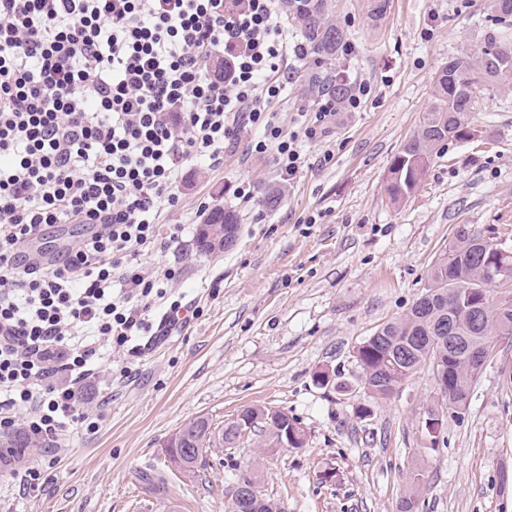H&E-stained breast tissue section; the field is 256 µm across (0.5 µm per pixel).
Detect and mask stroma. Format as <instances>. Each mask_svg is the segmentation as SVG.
Wrapping results in <instances>:
<instances>
[{"label": "stroma", "instance_id": "35a3bbf8", "mask_svg": "<svg viewBox=\"0 0 512 512\" xmlns=\"http://www.w3.org/2000/svg\"><path fill=\"white\" fill-rule=\"evenodd\" d=\"M332 11L353 47L341 67L371 87L360 111L337 113L319 140L301 141L302 166L286 185L273 156L243 142L223 165H186L181 205L160 217L181 233L141 262L176 267L169 286L198 316L138 355L107 352L82 384L98 427L66 431V455L38 489L0 481V512H224L235 470L252 462L283 512H398L415 469L425 481L418 512H512V487L500 485L501 472L512 475L511 339L492 338L467 410L436 442L421 426L437 397L431 370L380 401L359 385L354 359L421 296L457 225L512 246L499 234L512 224V85L479 87L472 138L441 150L408 200L385 193L394 157L434 103L435 73L449 58L476 57L488 36L512 41V26L494 25L486 0H389L375 20L370 0H333ZM316 71L307 65L274 104L285 132L315 112L307 84ZM242 182L282 189L280 205L237 199ZM203 203L238 214L232 248L199 251ZM324 367L351 390L316 385ZM254 406L297 419L304 447L268 448L253 436L204 451L192 476L167 467L162 445L185 424L204 417L220 428Z\"/></svg>", "mask_w": 512, "mask_h": 512}]
</instances>
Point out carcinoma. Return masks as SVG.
Returning <instances> with one entry per match:
<instances>
[{
    "mask_svg": "<svg viewBox=\"0 0 512 512\" xmlns=\"http://www.w3.org/2000/svg\"><path fill=\"white\" fill-rule=\"evenodd\" d=\"M287 18L298 24L312 57L328 65L340 59L345 45V33L331 17L330 0H281ZM491 16L500 23L512 24V0H489ZM512 83V43L491 41L478 56L453 58L445 64L433 80L437 104L423 113L414 136L394 158L386 178V193L394 203L411 197L419 188L435 156L448 143L462 141L470 135L468 114L476 109V90L484 83ZM315 88L327 89L336 98L347 97L350 86L340 75L329 70L316 81ZM206 224H236L238 216L219 207L204 219ZM495 257L492 247L481 244L463 228L456 230L454 240L434 262L425 294L431 298L429 307L414 303L404 317L380 326L358 346L357 364L361 377L368 380L369 397L387 400L395 393L399 381L394 376L392 351L406 348L407 376L419 369L434 367L437 357L448 358V328L461 312L457 300L474 287L491 280L488 270ZM460 331L483 344H490L492 336L512 337V311L501 313L498 303L486 300L485 312L472 323H463ZM477 379L466 365L456 369L448 386L445 402L457 404L466 410L472 386ZM236 432L224 427L212 428L211 422L200 417L186 424L169 438L168 453L181 460L185 469L181 474L196 473L203 452L201 445L232 448ZM42 443L19 432L0 441L16 455L23 448H40ZM424 484V474L412 471L401 498L400 512H416ZM229 512H273L271 499H233Z\"/></svg>",
    "mask_w": 512,
    "mask_h": 512,
    "instance_id": "obj_1",
    "label": "carcinoma"
}]
</instances>
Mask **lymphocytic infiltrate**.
<instances>
[{
    "label": "lymphocytic infiltrate",
    "instance_id": "lymphocytic-infiltrate-1",
    "mask_svg": "<svg viewBox=\"0 0 512 512\" xmlns=\"http://www.w3.org/2000/svg\"><path fill=\"white\" fill-rule=\"evenodd\" d=\"M308 57L281 0H0V432L23 421L44 441L94 428L80 382L103 347L189 321L167 300L174 268L150 274L160 204L176 207L186 164L214 167L234 141L273 154L296 176L300 139L335 115L284 134L270 102ZM94 233L43 266L21 264L36 229Z\"/></svg>",
    "mask_w": 512,
    "mask_h": 512
}]
</instances>
